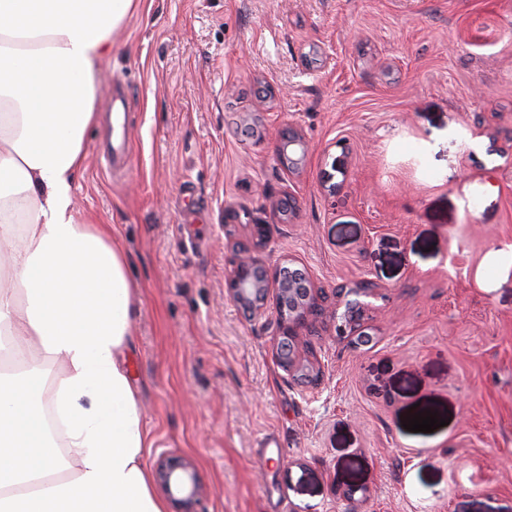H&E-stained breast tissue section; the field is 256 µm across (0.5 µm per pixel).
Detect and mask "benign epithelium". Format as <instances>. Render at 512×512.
<instances>
[{"mask_svg":"<svg viewBox=\"0 0 512 512\" xmlns=\"http://www.w3.org/2000/svg\"><path fill=\"white\" fill-rule=\"evenodd\" d=\"M252 246L238 247L227 275V292L244 313L255 316L264 312L269 291L276 295V320L279 337L275 357L289 372L314 379L309 368L301 366L295 328L304 323L314 308V293L309 281L286 279L283 267L270 269L259 256L265 245L266 225H250ZM155 481L173 508V512H196L203 492L195 463L184 456L162 454L154 466Z\"/></svg>","mask_w":512,"mask_h":512,"instance_id":"obj_1","label":"benign epithelium"}]
</instances>
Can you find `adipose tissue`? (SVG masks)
<instances>
[{
  "instance_id": "1",
  "label": "adipose tissue",
  "mask_w": 512,
  "mask_h": 512,
  "mask_svg": "<svg viewBox=\"0 0 512 512\" xmlns=\"http://www.w3.org/2000/svg\"><path fill=\"white\" fill-rule=\"evenodd\" d=\"M141 0H0V512H164L124 353L132 284L76 174L112 35Z\"/></svg>"
}]
</instances>
